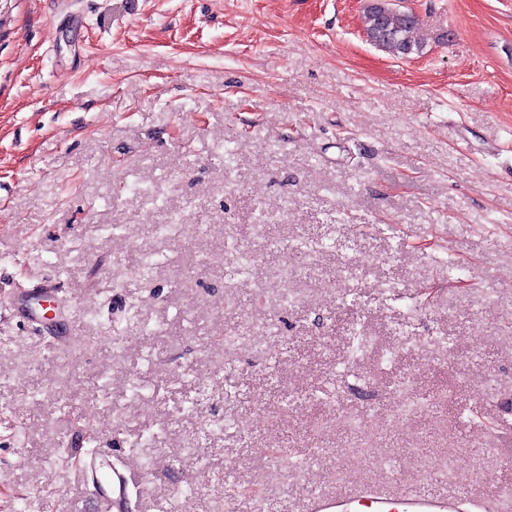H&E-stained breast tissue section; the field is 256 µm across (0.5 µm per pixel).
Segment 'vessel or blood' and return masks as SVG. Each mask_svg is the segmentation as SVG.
<instances>
[{
  "instance_id": "vessel-or-blood-1",
  "label": "vessel or blood",
  "mask_w": 512,
  "mask_h": 512,
  "mask_svg": "<svg viewBox=\"0 0 512 512\" xmlns=\"http://www.w3.org/2000/svg\"><path fill=\"white\" fill-rule=\"evenodd\" d=\"M82 483L96 512H125L133 475L125 464L114 461L111 449L100 448L90 456ZM465 500L462 494L360 489L345 495H311L305 512H461Z\"/></svg>"
}]
</instances>
